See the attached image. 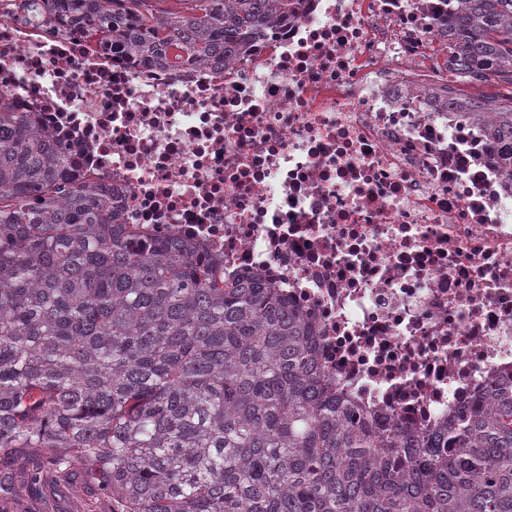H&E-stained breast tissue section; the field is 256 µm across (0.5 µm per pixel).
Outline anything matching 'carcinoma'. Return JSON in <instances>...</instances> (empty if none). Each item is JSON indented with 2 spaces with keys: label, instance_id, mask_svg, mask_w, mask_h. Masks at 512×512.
<instances>
[{
  "label": "carcinoma",
  "instance_id": "1",
  "mask_svg": "<svg viewBox=\"0 0 512 512\" xmlns=\"http://www.w3.org/2000/svg\"><path fill=\"white\" fill-rule=\"evenodd\" d=\"M95 47L228 63L296 0H41ZM459 79L512 83V0H460ZM512 172V96L464 102ZM0 94V493L84 481L104 512H512V387L436 431H380L325 379L314 326L197 245L139 242Z\"/></svg>",
  "mask_w": 512,
  "mask_h": 512
}]
</instances>
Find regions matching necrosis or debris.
<instances>
[{
	"instance_id": "necrosis-or-debris-1",
	"label": "necrosis or debris",
	"mask_w": 512,
	"mask_h": 512,
	"mask_svg": "<svg viewBox=\"0 0 512 512\" xmlns=\"http://www.w3.org/2000/svg\"><path fill=\"white\" fill-rule=\"evenodd\" d=\"M458 0H300L228 64L148 66L0 0V93L121 223L273 283L380 428L512 384V175L433 97Z\"/></svg>"
}]
</instances>
